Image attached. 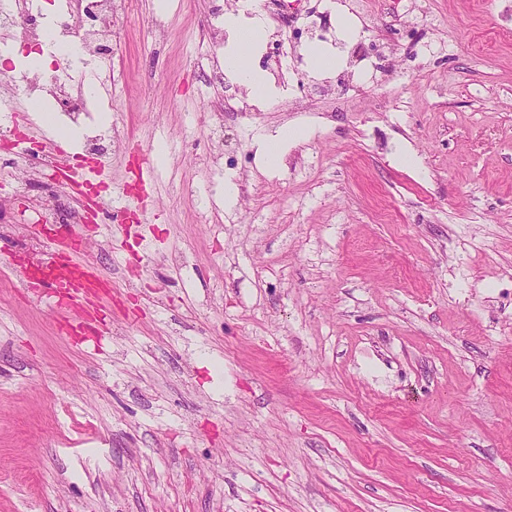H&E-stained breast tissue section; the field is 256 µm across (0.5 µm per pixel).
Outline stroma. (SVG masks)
Returning a JSON list of instances; mask_svg holds the SVG:
<instances>
[{"mask_svg": "<svg viewBox=\"0 0 512 512\" xmlns=\"http://www.w3.org/2000/svg\"><path fill=\"white\" fill-rule=\"evenodd\" d=\"M209 2L126 0L80 126L125 129L113 197L152 164L143 222L55 245L0 182L18 266L76 244L110 280L67 335L0 279V512H512V0H417L408 39L383 17L393 59L335 111L302 45L311 111L207 118ZM336 2L342 62L363 28ZM286 126L269 169L254 140Z\"/></svg>", "mask_w": 512, "mask_h": 512, "instance_id": "35a3bbf8", "label": "stroma"}]
</instances>
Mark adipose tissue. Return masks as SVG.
Instances as JSON below:
<instances>
[{"label":"adipose tissue","instance_id":"obj_1","mask_svg":"<svg viewBox=\"0 0 512 512\" xmlns=\"http://www.w3.org/2000/svg\"><path fill=\"white\" fill-rule=\"evenodd\" d=\"M249 15L228 13L224 26L233 37L224 51V67L232 72L248 91L259 97H273V89L254 71L247 61L249 53L261 39L265 19L257 0H251Z\"/></svg>","mask_w":512,"mask_h":512}]
</instances>
